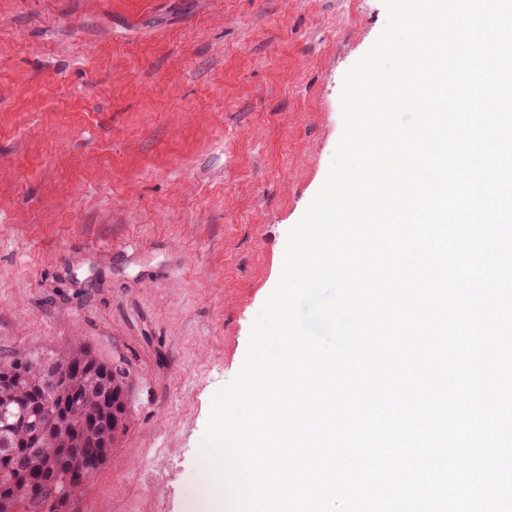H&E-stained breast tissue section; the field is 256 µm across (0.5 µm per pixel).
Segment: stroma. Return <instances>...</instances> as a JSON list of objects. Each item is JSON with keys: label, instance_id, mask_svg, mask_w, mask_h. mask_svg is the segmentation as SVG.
<instances>
[{"label": "stroma", "instance_id": "obj_1", "mask_svg": "<svg viewBox=\"0 0 512 512\" xmlns=\"http://www.w3.org/2000/svg\"><path fill=\"white\" fill-rule=\"evenodd\" d=\"M385 21L382 0H0V361L78 341L129 372L80 512H187Z\"/></svg>", "mask_w": 512, "mask_h": 512}]
</instances>
